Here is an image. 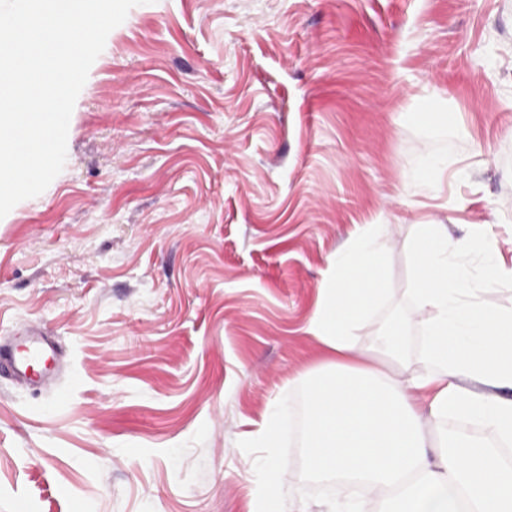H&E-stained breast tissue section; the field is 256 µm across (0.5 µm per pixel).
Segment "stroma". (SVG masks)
Instances as JSON below:
<instances>
[{
  "label": "stroma",
  "instance_id": "35a3bbf8",
  "mask_svg": "<svg viewBox=\"0 0 512 512\" xmlns=\"http://www.w3.org/2000/svg\"><path fill=\"white\" fill-rule=\"evenodd\" d=\"M448 122L424 121L428 98ZM449 169L430 207L403 185ZM512 239V0H147L108 35L67 160L0 219V336L40 324L55 388L0 378V512H251L249 435L315 361L331 254L387 224ZM284 411L283 512L341 500Z\"/></svg>",
  "mask_w": 512,
  "mask_h": 512
}]
</instances>
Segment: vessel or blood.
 Masks as SVG:
<instances>
[{"mask_svg":"<svg viewBox=\"0 0 512 512\" xmlns=\"http://www.w3.org/2000/svg\"><path fill=\"white\" fill-rule=\"evenodd\" d=\"M61 356L58 342L37 326L0 338V376L23 386L51 390Z\"/></svg>","mask_w":512,"mask_h":512,"instance_id":"b4317fda","label":"vessel or blood"}]
</instances>
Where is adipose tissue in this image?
I'll return each instance as SVG.
<instances>
[{"instance_id":"1","label":"adipose tissue","mask_w":512,"mask_h":512,"mask_svg":"<svg viewBox=\"0 0 512 512\" xmlns=\"http://www.w3.org/2000/svg\"><path fill=\"white\" fill-rule=\"evenodd\" d=\"M388 230L366 225L328 259L307 328L324 355L288 382L303 401V469L367 487L370 499L346 502L347 512H512V463L500 454L512 445V307L485 301L512 286V264L487 225L456 241L446 225H411L414 316L386 320L363 349L356 332L389 293L379 247ZM411 324L422 334L415 355ZM452 418L486 437L451 438Z\"/></svg>"}]
</instances>
